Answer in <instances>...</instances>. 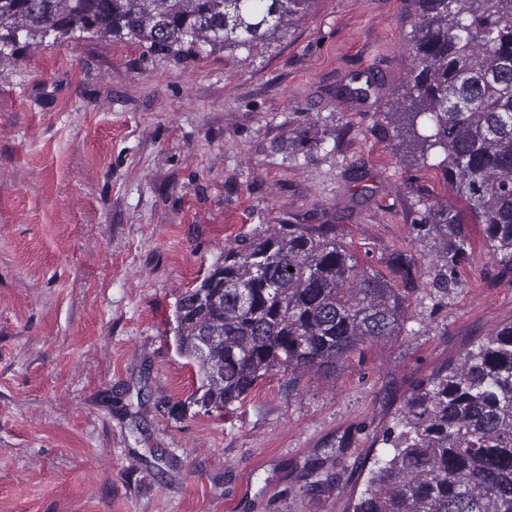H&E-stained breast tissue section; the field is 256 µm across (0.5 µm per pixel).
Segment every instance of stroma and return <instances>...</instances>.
I'll use <instances>...</instances> for the list:
<instances>
[{
  "instance_id": "obj_1",
  "label": "stroma",
  "mask_w": 512,
  "mask_h": 512,
  "mask_svg": "<svg viewBox=\"0 0 512 512\" xmlns=\"http://www.w3.org/2000/svg\"><path fill=\"white\" fill-rule=\"evenodd\" d=\"M414 22L413 0H313L250 50L177 61L87 36L0 59V512H345L415 387L512 323L482 225L451 291L412 226L457 202L443 152L402 163L386 118ZM276 224L335 225L404 294L402 333L182 412L174 304ZM315 460L339 491L302 492Z\"/></svg>"
}]
</instances>
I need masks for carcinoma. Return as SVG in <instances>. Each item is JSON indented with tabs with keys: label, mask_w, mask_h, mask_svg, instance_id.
I'll return each mask as SVG.
<instances>
[{
	"label": "carcinoma",
	"mask_w": 512,
	"mask_h": 512,
	"mask_svg": "<svg viewBox=\"0 0 512 512\" xmlns=\"http://www.w3.org/2000/svg\"><path fill=\"white\" fill-rule=\"evenodd\" d=\"M411 78L393 113L405 157L441 148L445 182L466 208L428 205L413 226L441 245L439 287L461 285L467 220L512 272V0H415ZM312 0H0V57L76 32L126 37L187 59L254 48ZM433 133L421 135L422 118ZM294 271H289V268ZM405 299L361 270L334 224H281L228 249L176 301L167 333L196 368L188 406L240 404L270 372L334 374L362 347L396 336ZM352 512H512V323L418 385L382 434Z\"/></svg>",
	"instance_id": "obj_1"
}]
</instances>
